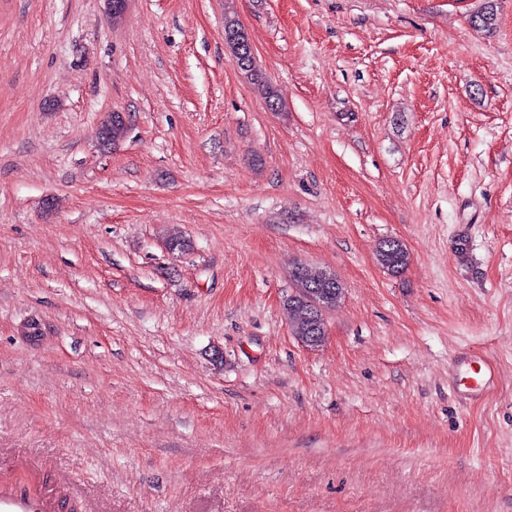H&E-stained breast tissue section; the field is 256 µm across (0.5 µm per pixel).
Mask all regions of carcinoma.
<instances>
[{
	"label": "carcinoma",
	"mask_w": 512,
	"mask_h": 512,
	"mask_svg": "<svg viewBox=\"0 0 512 512\" xmlns=\"http://www.w3.org/2000/svg\"><path fill=\"white\" fill-rule=\"evenodd\" d=\"M497 13L493 0H486L484 7L470 18L471 24L491 34L496 30ZM235 34L243 40H248L242 25L235 13H224V34ZM244 76L265 86L266 103L274 111L282 110V100L277 89L267 80L253 59L238 65ZM127 133V126L120 113L114 112L98 129V138L108 144L122 140ZM409 254L407 249L397 240L389 239L377 250L379 264L389 273L397 275L408 266ZM294 288L302 296L296 301L284 300L289 325L292 334L304 341H312L320 345L321 337L326 335L325 318L313 308L311 301L323 304L325 309H331L341 301L344 288L335 275L319 268L303 263H296L291 273Z\"/></svg>",
	"instance_id": "obj_1"
}]
</instances>
